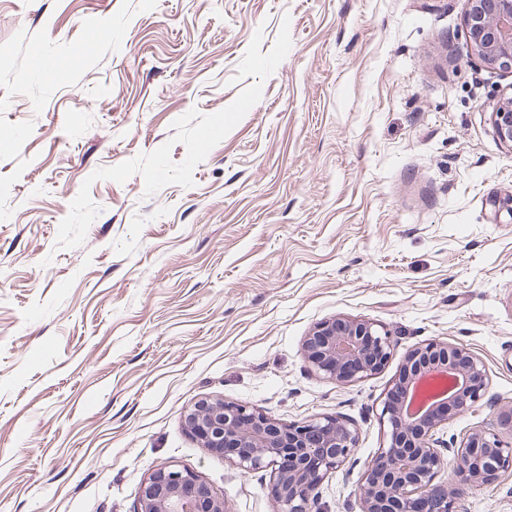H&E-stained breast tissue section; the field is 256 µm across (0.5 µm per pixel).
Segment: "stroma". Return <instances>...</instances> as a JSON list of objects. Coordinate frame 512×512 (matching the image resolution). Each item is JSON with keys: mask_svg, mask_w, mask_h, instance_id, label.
Wrapping results in <instances>:
<instances>
[{"mask_svg": "<svg viewBox=\"0 0 512 512\" xmlns=\"http://www.w3.org/2000/svg\"><path fill=\"white\" fill-rule=\"evenodd\" d=\"M467 8L0 0V512H135L162 464L274 512L269 472L189 434L204 397L354 422L358 466L316 508L360 512L387 392L431 340L490 376L448 435L512 402V74L471 54ZM339 314L394 343L350 385L301 354ZM442 479L457 512H512V471ZM494 123L500 139L512 145V96L504 98L494 112Z\"/></svg>", "mask_w": 512, "mask_h": 512, "instance_id": "35a3bbf8", "label": "stroma"}]
</instances>
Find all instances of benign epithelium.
Masks as SVG:
<instances>
[{
  "mask_svg": "<svg viewBox=\"0 0 512 512\" xmlns=\"http://www.w3.org/2000/svg\"><path fill=\"white\" fill-rule=\"evenodd\" d=\"M465 25L470 51L487 65L512 74V0H467ZM500 139L512 143V96L494 112ZM310 370L337 384L367 378L392 355L390 332L372 322L334 317L315 325L302 343ZM447 376L450 386L410 413L415 383L429 373ZM488 372L470 349L430 341L410 350L395 374L380 419L387 444L378 449L361 477V512H453L454 491L438 481L452 459L467 479L492 483L512 469V403L500 408L492 428H475L459 440L445 439L448 421L472 410L486 393ZM189 433L211 451L224 453L241 473L270 471L277 512H313L318 489L353 454L358 434L340 417L282 423L254 407L205 397L185 415ZM137 512H228L224 499L188 469L161 465L140 492Z\"/></svg>",
  "mask_w": 512,
  "mask_h": 512,
  "instance_id": "obj_1",
  "label": "benign epithelium"
}]
</instances>
